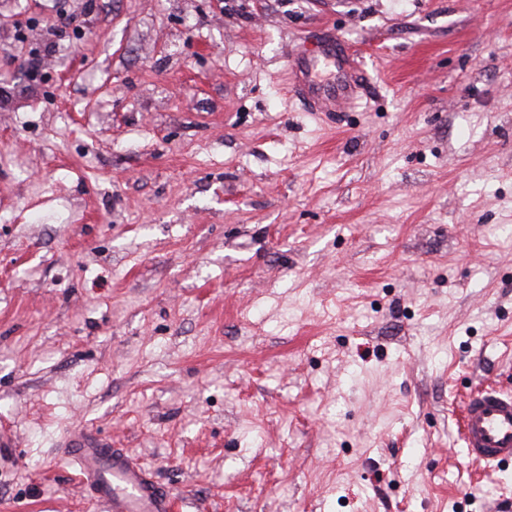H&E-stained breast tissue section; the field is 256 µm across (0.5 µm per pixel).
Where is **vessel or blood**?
Listing matches in <instances>:
<instances>
[{
	"instance_id": "1",
	"label": "vessel or blood",
	"mask_w": 512,
	"mask_h": 512,
	"mask_svg": "<svg viewBox=\"0 0 512 512\" xmlns=\"http://www.w3.org/2000/svg\"><path fill=\"white\" fill-rule=\"evenodd\" d=\"M363 90L358 53L330 36L302 50L289 66V92L310 112L333 117ZM463 445L473 461L488 467L512 462V392L493 386L471 394L463 407ZM65 455L79 470L103 512H178L176 497L123 448L93 433L72 435Z\"/></svg>"
}]
</instances>
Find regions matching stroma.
I'll return each instance as SVG.
<instances>
[{"label": "stroma", "instance_id": "35a3bbf8", "mask_svg": "<svg viewBox=\"0 0 512 512\" xmlns=\"http://www.w3.org/2000/svg\"><path fill=\"white\" fill-rule=\"evenodd\" d=\"M66 5L0 0V512H98L81 426L184 512H507L460 417L512 390V0ZM321 68H333L332 77H323ZM363 72L358 53L345 41L330 36L314 49H304L289 66V92L309 112L334 117L341 105L353 103L363 91Z\"/></svg>", "mask_w": 512, "mask_h": 512}]
</instances>
